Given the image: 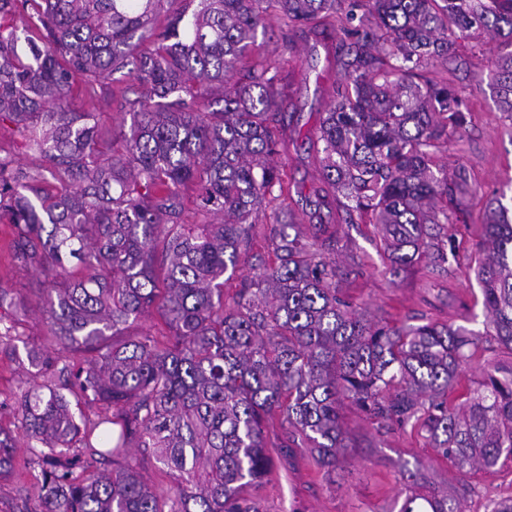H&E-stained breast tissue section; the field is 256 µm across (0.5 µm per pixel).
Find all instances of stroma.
<instances>
[{"mask_svg": "<svg viewBox=\"0 0 512 512\" xmlns=\"http://www.w3.org/2000/svg\"><path fill=\"white\" fill-rule=\"evenodd\" d=\"M257 42L254 61L278 73L281 110L288 122L280 158L288 180L311 187L318 181L316 132L343 77L345 43L331 18L294 32L287 45L275 25ZM472 45V39H460L456 56L447 63L448 84L467 104L463 138L435 154L436 165L451 171L465 168L470 178L471 191L466 197L469 219L448 229L459 246V262L444 275L433 273L423 263L392 274L377 225L342 210L330 216L339 226L331 253L341 267L339 286L354 310L371 318L448 323L481 333L489 325L480 287L468 264L493 192L512 196V120L500 112L496 102L493 64L475 55ZM138 91L133 78L118 72L102 82L96 95L70 97L68 107L73 112L96 113L98 129L109 139L129 126L122 103L136 98ZM11 235L10 225L0 223V286L11 290L17 303L16 308L0 312V429L17 444L12 469L0 478V512H41V472L28 463L33 440L15 411V401L33 382L35 369L27 358L13 357L12 350L22 340L28 348L59 353L61 359L75 365L84 363L89 355L76 348L57 351L51 342L39 310L42 291L50 281L13 261ZM342 415L352 442L348 464L324 475L304 448L296 449L291 460H276L266 483L249 490L263 512H398L400 502L413 489L410 477L414 474L452 494L462 484L472 485L468 512H483L487 498L512 496V464L468 479L456 473L417 431H377L350 406L343 408Z\"/></svg>", "mask_w": 512, "mask_h": 512, "instance_id": "stroma-1", "label": "stroma"}]
</instances>
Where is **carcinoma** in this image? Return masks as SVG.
I'll list each match as a JSON object with an SVG mask.
<instances>
[{
  "mask_svg": "<svg viewBox=\"0 0 512 512\" xmlns=\"http://www.w3.org/2000/svg\"><path fill=\"white\" fill-rule=\"evenodd\" d=\"M164 0H0V120L25 126L43 164L31 172L0 157V218L14 228L13 259L52 279L41 299L62 350L98 357L79 366L42 362V382L15 402L41 447L43 512H260L245 489L305 445L330 474L346 462L347 402L379 429H416L458 472L512 462V365L476 386L463 366L488 339L512 352V206L487 204L473 272L490 330L372 321L336 288L324 251L336 230L318 220L290 234L288 172L279 160L282 113L276 75L247 65L258 30L277 17L288 33L332 17L349 39L344 76L321 119L314 212L351 202L379 226L392 265L458 261L448 225L467 222L469 177L436 167L440 145L461 138L463 99L423 69L448 62L457 35L483 31L498 102L512 119V0H182L159 22ZM22 8L37 31L11 23ZM153 49L133 53L134 42ZM246 81L234 79L238 68ZM142 86L127 99L129 129L101 142L92 113L69 112L76 83L92 96L117 70ZM214 83L211 99L202 83ZM217 216L187 224L179 188ZM272 263L232 303L224 282L249 254L267 204ZM157 309L167 332L112 344ZM68 393H63V390ZM99 403L75 415L72 402ZM282 418L276 441L267 425ZM85 448L112 471L71 476L63 449ZM16 444L0 431V477ZM140 448L176 476L154 492L128 462ZM399 512H465L436 488L406 495Z\"/></svg>",
  "mask_w": 512,
  "mask_h": 512,
  "instance_id": "obj_1",
  "label": "carcinoma"
}]
</instances>
